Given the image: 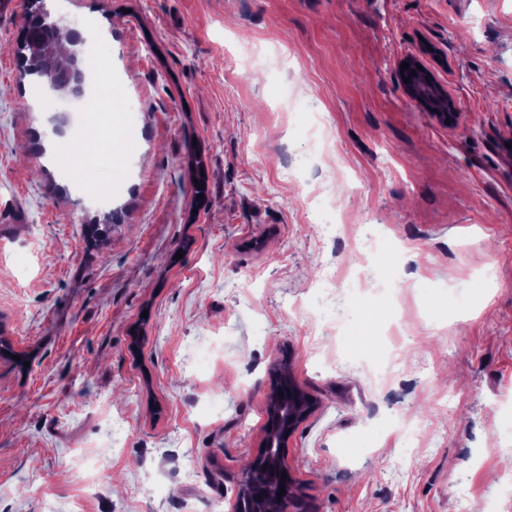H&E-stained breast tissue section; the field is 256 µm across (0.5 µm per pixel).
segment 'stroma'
I'll list each match as a JSON object with an SVG mask.
<instances>
[{
    "instance_id": "1",
    "label": "stroma",
    "mask_w": 512,
    "mask_h": 512,
    "mask_svg": "<svg viewBox=\"0 0 512 512\" xmlns=\"http://www.w3.org/2000/svg\"><path fill=\"white\" fill-rule=\"evenodd\" d=\"M45 5L135 109L94 112L128 150L81 203L0 0V512L231 506L282 359L306 512H458L460 483L512 512V0ZM405 87H406V91H407L408 95L412 99L417 100L422 106H424L430 112H433V109H436V108H433L428 102H426L418 97L416 89L414 88V86L411 83H405ZM443 96H444L445 100L449 99L448 100V108L445 107L443 109H436V112H434V113L443 122L446 123V121H449L448 125H451V124L455 123V120L459 114V108L452 99L448 98V94L445 91H443Z\"/></svg>"
}]
</instances>
